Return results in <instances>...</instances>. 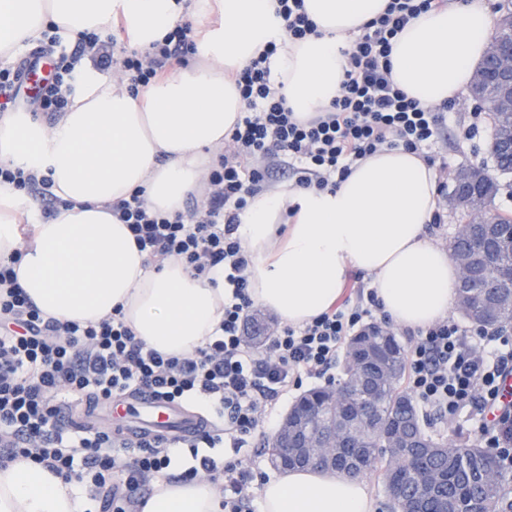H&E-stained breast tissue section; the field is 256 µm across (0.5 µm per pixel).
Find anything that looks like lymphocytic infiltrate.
I'll list each match as a JSON object with an SVG mask.
<instances>
[{"label": "lymphocytic infiltrate", "mask_w": 512, "mask_h": 512, "mask_svg": "<svg viewBox=\"0 0 512 512\" xmlns=\"http://www.w3.org/2000/svg\"><path fill=\"white\" fill-rule=\"evenodd\" d=\"M447 4L388 0L381 14L350 37L341 90L331 107L301 121L270 78V59L280 46L315 35L317 26L304 0H276L283 35L234 75L245 109L209 173L203 198H190L185 213L173 217L151 210L136 193L114 206L146 264L178 258L199 276L223 269L229 290L224 320L194 352L178 358L147 347L118 308L95 324L44 317L15 269L0 264L1 466L26 460L67 480H89L98 512H135L155 482L203 473L221 493L224 512H253L256 475L244 466L241 450L266 440L269 412L282 395L304 379L327 375L346 339L384 314L375 290L362 284L309 322L270 327L263 346L254 347L245 334L253 302L250 259L237 235L240 214L276 171L287 172L295 186L323 191L335 189L357 161L384 149L417 151L435 164L432 147L447 125L448 108L423 107L398 89L390 54L393 39L411 19ZM57 29L50 24L20 58L0 56V117L25 110L54 120L69 103L82 58L104 72L119 70L134 91L167 74L172 62L189 64L195 52L187 22L144 50L128 47L119 24L106 36L80 32L68 45ZM44 58L50 73L28 86V74ZM2 183L39 198L45 216L62 204L48 177L0 167ZM490 340L447 318L417 330L406 356V387L439 420L467 407L476 411L482 434L511 471L512 405H501L499 392L502 379L512 376V337L499 335L495 349ZM144 392L211 409L212 415L201 432L181 442H130L112 429L72 418L81 405L116 404ZM180 444L190 450L182 461L171 454ZM226 444L234 458L221 464L211 451Z\"/></svg>", "instance_id": "lymphocytic-infiltrate-1"}]
</instances>
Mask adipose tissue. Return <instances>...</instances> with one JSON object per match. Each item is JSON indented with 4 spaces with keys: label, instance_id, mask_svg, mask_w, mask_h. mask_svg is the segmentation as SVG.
Here are the masks:
<instances>
[{
    "label": "adipose tissue",
    "instance_id": "adipose-tissue-1",
    "mask_svg": "<svg viewBox=\"0 0 512 512\" xmlns=\"http://www.w3.org/2000/svg\"><path fill=\"white\" fill-rule=\"evenodd\" d=\"M387 0H304L317 35L272 57V74L304 119L331 104L342 79L345 39L379 15ZM205 30L188 65L130 93L111 73L79 66L81 86L46 125L31 112L0 119V167L52 179L71 208L41 215L39 202L0 184V263L46 315L97 322L121 308L135 336L180 356L202 345L224 318V272L195 276L183 262L146 265L110 208L135 192L168 215L201 194L224 138L244 110L231 71L277 35L272 0H0V49L33 46L49 23L63 40L123 20L141 48L184 14ZM485 0L433 9L392 42L391 77L408 97L439 106L464 95L494 33ZM436 174L421 155L385 149L359 162L335 191L278 187L258 194L237 234L252 257L253 303L282 322L328 311L350 270L369 273L391 323L425 328L455 305L459 272L449 250L430 241ZM298 206L287 242L275 228ZM31 234L22 237L20 227ZM262 512H373L367 484L316 468L282 473L261 490ZM89 489L22 461L0 467V512H86ZM141 512H221L213 484L158 483Z\"/></svg>",
    "mask_w": 512,
    "mask_h": 512
}]
</instances>
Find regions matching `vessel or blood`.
I'll list each match as a JSON object with an SVG mask.
<instances>
[{"label":"vessel or blood","mask_w":512,"mask_h":512,"mask_svg":"<svg viewBox=\"0 0 512 512\" xmlns=\"http://www.w3.org/2000/svg\"><path fill=\"white\" fill-rule=\"evenodd\" d=\"M93 411L105 419L120 420L126 437L132 441L156 435L190 437L203 425L200 413L148 393L123 400L116 406L98 404Z\"/></svg>","instance_id":"vessel-or-blood-1"}]
</instances>
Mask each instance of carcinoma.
Listing matches in <instances>:
<instances>
[{
  "instance_id": "carcinoma-1",
  "label": "carcinoma",
  "mask_w": 512,
  "mask_h": 512,
  "mask_svg": "<svg viewBox=\"0 0 512 512\" xmlns=\"http://www.w3.org/2000/svg\"><path fill=\"white\" fill-rule=\"evenodd\" d=\"M466 180L477 184L480 200L491 206L498 180L483 166L466 167ZM502 235L493 262L512 267V218L498 215ZM481 226L454 235L452 251H482ZM462 315L478 327L492 321L512 327V284L492 273L460 289ZM406 354L396 336L372 326L347 345L338 385L304 393L291 407L287 420L302 416L304 433L319 443H336L353 457L345 472L351 478L376 473L390 500L391 512H512V474L502 470L498 457L477 441L444 439L424 428L417 405L400 387ZM346 395L354 407L368 408L374 425L353 423L355 417L335 414L334 399Z\"/></svg>"
}]
</instances>
